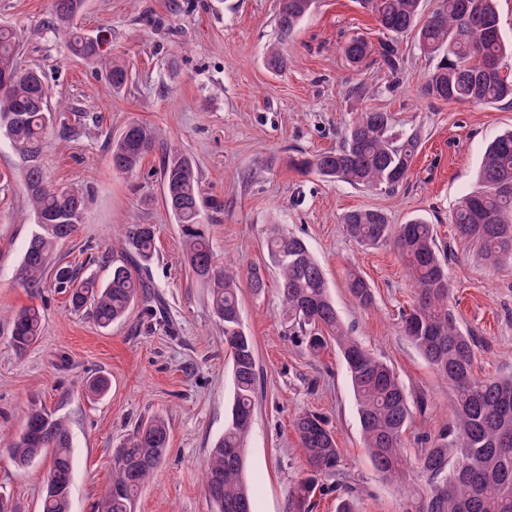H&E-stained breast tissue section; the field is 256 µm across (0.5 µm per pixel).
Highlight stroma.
<instances>
[{"instance_id": "obj_1", "label": "stroma", "mask_w": 512, "mask_h": 512, "mask_svg": "<svg viewBox=\"0 0 512 512\" xmlns=\"http://www.w3.org/2000/svg\"><path fill=\"white\" fill-rule=\"evenodd\" d=\"M277 0H85L78 18L90 34L104 28L133 80L116 91L104 69L68 50L55 30L52 0H0V25L20 37L17 64L45 77L56 128L43 156L47 180L88 192L82 224L60 241L61 264L106 281L123 224L159 228L148 281L167 321L151 325L134 304L103 329L89 312L70 308L51 283L23 286L15 273L35 230L23 185V162L0 135V431L18 432L29 407L68 425L75 458L70 512H95L111 478L112 453L137 426L160 415L170 424L166 457L138 496L136 512H210L203 469L224 433L234 396L232 355L209 306L207 289L186 267L180 232L162 203L160 160L178 146L196 167L203 219L218 262L240 276L260 270L261 293L239 291L243 327L258 365L254 418L245 441L244 473L253 512H292L289 499L305 460L293 430L305 410L325 415L342 463L334 491L317 492L312 512H336L348 496L354 512H405L407 495L373 469L360 432L346 364L336 347L311 355L283 317L274 267L264 247L271 227L303 238L322 266L330 295L352 336L396 372L412 422L404 452L416 458L426 437L452 415L449 391L418 350L396 332L399 309L415 295L392 247L366 249L342 224L351 210L378 209L390 223L422 217L448 249L451 304L462 329L484 340L479 375L512 374V268L488 269L474 245L449 221L459 198L476 186L487 144L512 128V105H474L424 97L433 63L404 37V69L392 78L369 58L355 71L339 50L361 35L379 44L371 11L357 0H317L284 46L288 68L264 65L278 39ZM390 113L399 129L420 136L411 174L395 193L357 188L299 172L294 159L336 147L354 113ZM160 133L131 174L112 170L107 145L131 122ZM371 285L375 307H358L347 287L351 271ZM33 307L44 319L25 353L9 344V319ZM103 375L111 387L87 393L83 377ZM47 460L17 468L0 446V489L16 512H40Z\"/></svg>"}]
</instances>
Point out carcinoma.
<instances>
[{"label": "carcinoma", "mask_w": 512, "mask_h": 512, "mask_svg": "<svg viewBox=\"0 0 512 512\" xmlns=\"http://www.w3.org/2000/svg\"><path fill=\"white\" fill-rule=\"evenodd\" d=\"M375 14L382 65L391 75L403 69L401 40L416 33L418 49L437 60L421 91L428 98L476 105L512 104V73L502 65L512 56V40L503 35L496 0H438L419 24L422 0H360ZM84 0H53V13L70 51L91 65L107 69L114 88L128 84L129 68L121 57L103 56L98 43L77 24ZM314 0H279L275 16L281 41L295 32ZM16 32L0 26V132L24 163V182L34 218L42 219L32 234L17 269V279L38 288L46 277L67 290L72 309L92 307L95 322L108 328L144 299V313L154 314V297L142 270L154 259L157 226L125 224L119 258L104 284L82 277L72 266L53 265L57 243L82 223L83 192L48 184L42 157L47 129L53 121L40 75L21 71L15 58ZM356 67L372 53V45L352 37L340 45ZM266 67L282 73L288 57L274 45L265 53ZM158 132L132 122L109 146L112 168L130 173L151 151ZM419 146L415 134L394 132L388 112L366 110L356 116L336 148L294 162L303 172L343 181L365 189L393 193L407 181ZM162 202L179 224L182 249L193 277L209 289L214 316L223 325L224 345L233 360L235 395L224 435L211 448L203 484L212 512H251V495L243 479V443L255 406L257 379L253 341L241 323L240 283L228 264H219L201 222L198 174L176 148L169 150L160 170ZM478 189L464 195L451 214L459 235L474 244L492 267L512 266V130L488 146ZM347 234L366 247L396 249L416 287V300L398 313L397 328L424 356L452 391L453 419L448 429L423 449L416 461L404 456L403 434L411 418L408 395L393 369L358 340L349 336L337 314L321 266L306 242L274 227L266 249L277 274L282 313L291 329L312 352L331 344L345 361L353 389L365 448L375 471L385 480L425 491L411 497L406 512H512V376L475 374V335L462 331L449 305L452 294L447 258L437 244L434 225L421 217L392 224L380 210H353L343 217ZM350 294L362 308L374 305L365 278L352 272ZM43 330L39 310L25 308L11 319L10 343L19 353L35 344ZM84 387L93 396L105 394L110 382L90 377ZM302 449L306 475L294 487L296 512H308L324 480L338 473L341 451L324 418L302 412L293 422ZM169 442L166 420L155 416L140 424L112 454V481L99 502V512H135L136 499L164 460ZM11 459L19 468L49 459L41 512H69L74 456L69 431L59 418L32 408L22 431L8 440Z\"/></svg>", "instance_id": "cac0c4a2"}]
</instances>
